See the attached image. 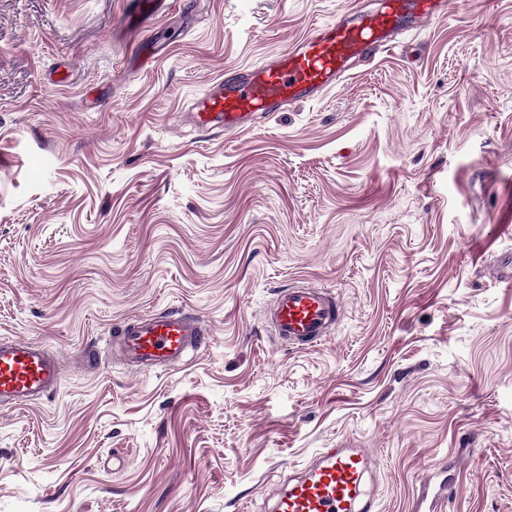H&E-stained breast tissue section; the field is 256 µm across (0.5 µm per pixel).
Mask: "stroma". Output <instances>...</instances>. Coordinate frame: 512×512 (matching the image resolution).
<instances>
[{
	"label": "stroma",
	"instance_id": "obj_1",
	"mask_svg": "<svg viewBox=\"0 0 512 512\" xmlns=\"http://www.w3.org/2000/svg\"><path fill=\"white\" fill-rule=\"evenodd\" d=\"M380 0H0V340L59 358L0 409V512H263L275 472L351 442L380 512H512V0L445 15L319 99L194 128L225 71ZM333 291L291 348L279 290ZM181 309L213 344L174 371L112 363L131 316ZM95 349L102 366L86 367ZM340 318L336 302L324 288L295 286L281 290L267 311L274 336L289 345L318 344Z\"/></svg>",
	"mask_w": 512,
	"mask_h": 512
}]
</instances>
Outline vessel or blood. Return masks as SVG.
Wrapping results in <instances>:
<instances>
[{
	"label": "vessel or blood",
	"mask_w": 512,
	"mask_h": 512,
	"mask_svg": "<svg viewBox=\"0 0 512 512\" xmlns=\"http://www.w3.org/2000/svg\"><path fill=\"white\" fill-rule=\"evenodd\" d=\"M445 10V0H384L373 10L342 13L270 60L214 83L195 100L192 122L209 131L249 129L259 115L319 98L349 74L355 61L389 50L407 25L424 26ZM339 318L330 292L308 286L281 290L266 314L274 336L299 346L323 341ZM212 339L200 317L167 309L125 320L110 344L121 364L151 373L185 365ZM63 376L47 345L0 341L1 407H29L56 393ZM372 469L367 449L348 443L320 449L278 487L270 512H377Z\"/></svg>",
	"instance_id": "obj_1"
}]
</instances>
